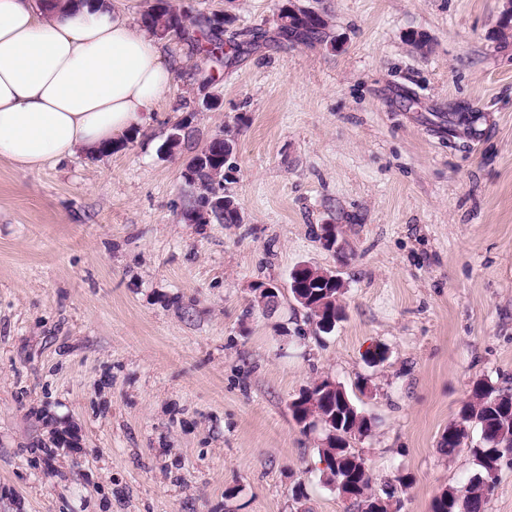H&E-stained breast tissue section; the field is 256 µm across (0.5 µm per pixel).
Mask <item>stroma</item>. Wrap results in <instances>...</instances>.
<instances>
[{"mask_svg": "<svg viewBox=\"0 0 512 512\" xmlns=\"http://www.w3.org/2000/svg\"><path fill=\"white\" fill-rule=\"evenodd\" d=\"M186 2L255 34L209 90L168 37L172 89L123 150L0 158V512H353L288 410L321 378L376 419L352 443L374 486L431 512L480 472L439 450L473 383H512L508 2L316 0L333 49L279 42L278 0ZM227 127L242 221L185 223L183 164ZM301 264L343 274L331 334L286 288Z\"/></svg>", "mask_w": 512, "mask_h": 512, "instance_id": "35a3bbf8", "label": "stroma"}]
</instances>
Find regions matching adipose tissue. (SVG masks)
<instances>
[{
  "instance_id": "ef3b65f1",
  "label": "adipose tissue",
  "mask_w": 512,
  "mask_h": 512,
  "mask_svg": "<svg viewBox=\"0 0 512 512\" xmlns=\"http://www.w3.org/2000/svg\"><path fill=\"white\" fill-rule=\"evenodd\" d=\"M172 82L158 38L107 0H0V158L19 171L99 155L145 126Z\"/></svg>"
}]
</instances>
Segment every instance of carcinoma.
<instances>
[{"label":"carcinoma","mask_w":512,"mask_h":512,"mask_svg":"<svg viewBox=\"0 0 512 512\" xmlns=\"http://www.w3.org/2000/svg\"><path fill=\"white\" fill-rule=\"evenodd\" d=\"M277 16L283 23L276 25L279 38L289 44H313L325 41L330 27L328 15L320 10L315 16L301 20H288V3L278 8ZM141 24L155 35L175 37L197 44L207 40V59L219 64L226 60L223 52V37L227 32L224 22L217 14L196 10L184 5L182 0H155L140 17ZM187 123L178 121L169 130L161 150L172 151L180 146ZM236 147L235 140L210 139L195 152L198 163L188 167L185 178L195 187L206 184L211 174L224 168V151ZM290 293L301 292L304 302L300 306L306 311L307 320L315 326V333L329 334L343 318L340 304L344 294L343 280L318 282L305 276L290 279ZM327 380L318 379L304 388L298 399L289 405L292 419L303 426L315 425L319 417L336 415V435L324 434L317 448L319 458L331 463L326 483H342L354 487L349 497L350 505L357 512H366L368 503L379 498L372 487V478L363 457L354 451L351 442L370 436L376 427V419L360 411L341 385L324 390ZM481 431V442L468 448L471 456L482 470L468 484L459 488L443 490L435 497L432 512H486L494 479L502 463L512 458V388L496 386L487 379L473 384L470 397L463 404L456 420L448 425L440 441V450L448 455L467 445L472 426Z\"/></svg>","instance_id":"carcinoma-1"}]
</instances>
